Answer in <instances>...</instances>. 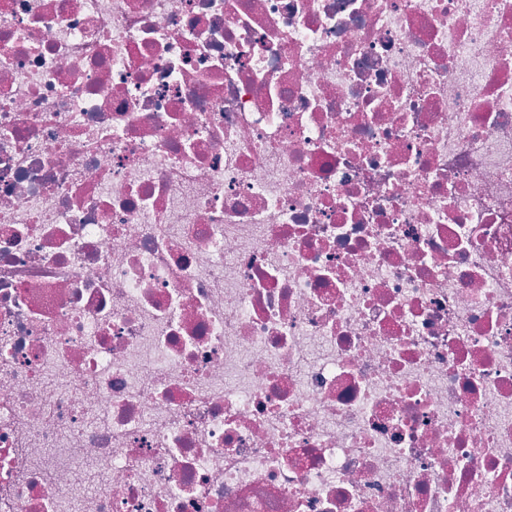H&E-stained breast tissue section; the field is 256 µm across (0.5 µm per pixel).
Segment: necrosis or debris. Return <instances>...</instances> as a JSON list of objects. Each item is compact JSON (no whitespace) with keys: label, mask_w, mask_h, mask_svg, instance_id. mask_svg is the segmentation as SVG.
I'll return each mask as SVG.
<instances>
[{"label":"necrosis or debris","mask_w":512,"mask_h":512,"mask_svg":"<svg viewBox=\"0 0 512 512\" xmlns=\"http://www.w3.org/2000/svg\"><path fill=\"white\" fill-rule=\"evenodd\" d=\"M0 512H512V0H0Z\"/></svg>","instance_id":"obj_1"}]
</instances>
